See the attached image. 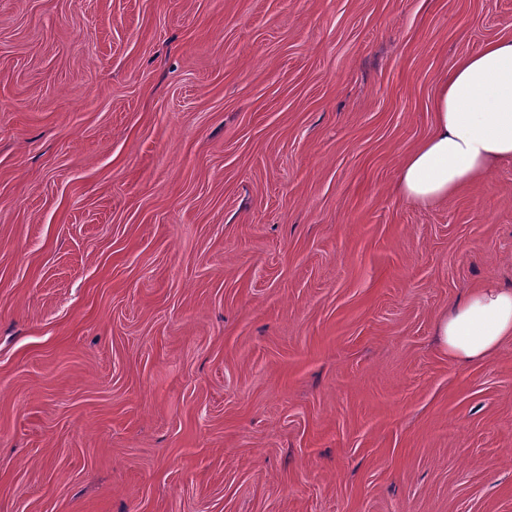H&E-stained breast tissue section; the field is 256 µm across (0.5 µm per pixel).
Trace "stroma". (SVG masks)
<instances>
[{
	"mask_svg": "<svg viewBox=\"0 0 512 512\" xmlns=\"http://www.w3.org/2000/svg\"><path fill=\"white\" fill-rule=\"evenodd\" d=\"M512 0H0V512H512V161L394 190ZM440 348L450 360L479 363L512 341V290L492 282L473 288L435 325Z\"/></svg>",
	"mask_w": 512,
	"mask_h": 512,
	"instance_id": "35a3bbf8",
	"label": "stroma"
}]
</instances>
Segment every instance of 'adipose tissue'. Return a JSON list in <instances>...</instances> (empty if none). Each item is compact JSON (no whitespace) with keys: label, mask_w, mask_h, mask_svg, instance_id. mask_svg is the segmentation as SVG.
<instances>
[{"label":"adipose tissue","mask_w":512,"mask_h":512,"mask_svg":"<svg viewBox=\"0 0 512 512\" xmlns=\"http://www.w3.org/2000/svg\"><path fill=\"white\" fill-rule=\"evenodd\" d=\"M432 132L402 160L395 188L430 207L512 160V38L461 58L432 101ZM450 360L478 363L512 341V290L487 282L472 289L435 325Z\"/></svg>","instance_id":"adipose-tissue-1"}]
</instances>
